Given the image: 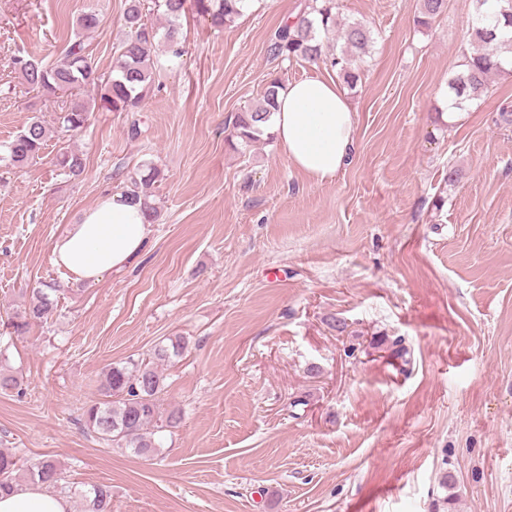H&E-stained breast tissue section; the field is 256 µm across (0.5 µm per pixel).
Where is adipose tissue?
Masks as SVG:
<instances>
[{"label":"adipose tissue","mask_w":512,"mask_h":512,"mask_svg":"<svg viewBox=\"0 0 512 512\" xmlns=\"http://www.w3.org/2000/svg\"><path fill=\"white\" fill-rule=\"evenodd\" d=\"M354 116L336 81H293L278 91L274 131L289 162L321 183L334 179L351 156ZM151 233L140 202L107 193L56 237L52 262L72 280L93 284L130 266L145 251ZM0 512H71V507L47 489L25 487L0 493Z\"/></svg>","instance_id":"obj_1"}]
</instances>
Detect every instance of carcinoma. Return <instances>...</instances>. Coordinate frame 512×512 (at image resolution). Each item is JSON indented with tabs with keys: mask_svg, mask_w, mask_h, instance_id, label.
<instances>
[{
	"mask_svg": "<svg viewBox=\"0 0 512 512\" xmlns=\"http://www.w3.org/2000/svg\"><path fill=\"white\" fill-rule=\"evenodd\" d=\"M185 0H155L148 8L144 0H125L123 10L124 33L115 46L112 70L102 74L84 40L75 36L69 40L62 56L51 63L32 55L15 58L14 68L28 92L37 98L59 99L62 126L69 131H79L88 121L89 108L79 98L84 88H103V101L114 112H135L141 108L152 85L159 44V27L151 19L155 13L166 22L163 35L171 59H179L184 47L179 42L180 18ZM447 0H418V24L426 29L445 11ZM489 0H472L473 11L469 27L468 48L464 50L459 69L448 80V94L456 107L484 96L491 79L512 71V16L502 12L509 6L507 0H495V10L488 13ZM198 14L210 27L222 30L235 23L246 8V0H195ZM336 0H309L306 9L284 21L271 35L269 50L273 57L297 62H314L324 53L322 37L339 32L340 50L331 54L329 65L336 70L346 86L353 90L359 80V63L363 62L374 43L373 31L366 24L356 21L337 28ZM282 83L270 80L260 98L248 108L235 114L230 135L244 143L260 139L272 120L276 97ZM51 126L39 117L31 122L9 143L3 153L9 165L21 169L39 156ZM59 167L68 176L83 173L82 155L63 152ZM160 171L146 165L130 177V186L124 194L141 200L149 219L157 216V207L150 200L148 186L155 183ZM57 304L45 289H32L29 305L12 320L13 333L22 336L34 323L52 318ZM186 349L182 336L169 338V343L153 351V360L135 361L122 366H112L100 386L101 399L84 411V424L100 439L118 446L132 448L141 455L156 450L149 427L174 428L180 422V413L163 407L162 394L166 389L165 378L155 366L157 361L176 357ZM17 462L8 453L0 451V492L14 489L12 472ZM32 483L52 489H65V477L51 459H42L30 466ZM111 490L102 485L93 489L87 512H107Z\"/></svg>",
	"mask_w": 512,
	"mask_h": 512,
	"instance_id": "1",
	"label": "carcinoma"
}]
</instances>
